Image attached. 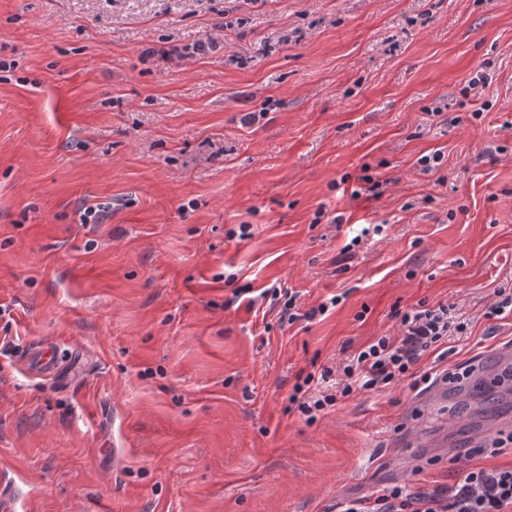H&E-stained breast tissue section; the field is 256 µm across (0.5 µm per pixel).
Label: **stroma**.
Masks as SVG:
<instances>
[{"label": "stroma", "mask_w": 512, "mask_h": 512, "mask_svg": "<svg viewBox=\"0 0 512 512\" xmlns=\"http://www.w3.org/2000/svg\"><path fill=\"white\" fill-rule=\"evenodd\" d=\"M482 67L492 83L467 91ZM364 224L382 231L343 258ZM510 285L512 0H0L15 512H341L394 482L454 487L455 451L510 467L512 443L472 436L512 404L423 405L443 373L512 346V316H484ZM447 302L471 324L416 365L432 384L354 393L312 423L289 409L298 376ZM47 346L45 376L26 359Z\"/></svg>", "instance_id": "stroma-1"}]
</instances>
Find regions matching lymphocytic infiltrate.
<instances>
[{
  "label": "lymphocytic infiltrate",
  "mask_w": 512,
  "mask_h": 512,
  "mask_svg": "<svg viewBox=\"0 0 512 512\" xmlns=\"http://www.w3.org/2000/svg\"><path fill=\"white\" fill-rule=\"evenodd\" d=\"M399 333L364 344L343 361L340 371L324 369L295 384L290 401L307 421H314L338 396L378 391L410 376L428 351L449 337L466 333L470 320L456 306L413 307L397 312ZM344 512H512V467L485 469L465 466L454 489L409 492L402 484L350 501Z\"/></svg>",
  "instance_id": "obj_1"
}]
</instances>
